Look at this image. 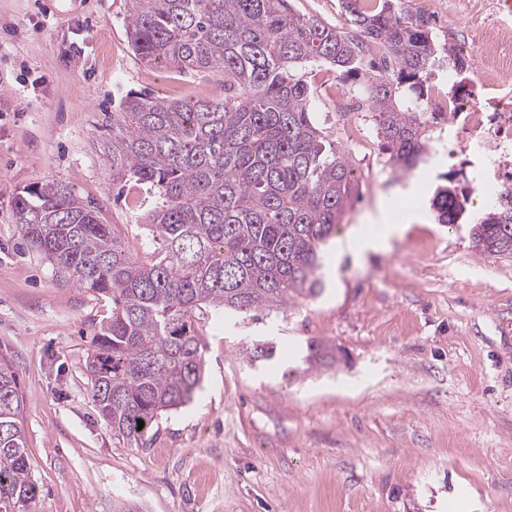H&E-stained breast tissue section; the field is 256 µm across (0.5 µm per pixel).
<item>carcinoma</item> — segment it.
Here are the masks:
<instances>
[{
    "label": "carcinoma",
    "instance_id": "1",
    "mask_svg": "<svg viewBox=\"0 0 512 512\" xmlns=\"http://www.w3.org/2000/svg\"><path fill=\"white\" fill-rule=\"evenodd\" d=\"M129 4V43L143 64L224 78L218 103L131 90L112 113L103 148L112 185L132 182L159 198L149 242L99 223L60 181L27 188L14 209L30 246L60 276L112 298V317L92 336L90 397L112 438L138 447L158 416L200 389L196 313L254 316L322 291L323 248L359 193L348 155L315 122L311 84L297 70L324 66L356 82L402 170L429 149L415 109L442 47L402 0H382L373 13L345 0L348 22L387 48L389 74L362 63L358 40L293 10L290 0ZM442 179L430 207L437 223L457 226L468 197L452 173ZM466 226L475 253L512 258L511 195L488 196ZM308 349L309 362L335 364L327 345L311 341ZM19 412L16 375L1 365L0 512H21L39 493Z\"/></svg>",
    "mask_w": 512,
    "mask_h": 512
}]
</instances>
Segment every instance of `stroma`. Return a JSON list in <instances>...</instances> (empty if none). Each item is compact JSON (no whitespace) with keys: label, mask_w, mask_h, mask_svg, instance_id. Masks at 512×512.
<instances>
[{"label":"stroma","mask_w":512,"mask_h":512,"mask_svg":"<svg viewBox=\"0 0 512 512\" xmlns=\"http://www.w3.org/2000/svg\"><path fill=\"white\" fill-rule=\"evenodd\" d=\"M129 0H0V363L15 372L40 493L29 512H512V260L479 256L466 227L435 223L434 180L400 182L381 140L353 149L312 77V110L348 154L360 200L337 229L326 288L256 321H195L201 389L159 416L143 446L112 437L85 365L110 299L65 282L31 249L14 200L58 180L103 224L144 239L139 189L112 191L102 143L131 90L213 102L221 78L145 66L129 45ZM401 226L364 252L351 241ZM335 348L307 370L306 345ZM272 342L269 361L246 351Z\"/></svg>","instance_id":"1"}]
</instances>
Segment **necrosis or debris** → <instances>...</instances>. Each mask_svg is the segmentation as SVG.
I'll list each match as a JSON object with an SVG mask.
<instances>
[{
    "label": "necrosis or debris",
    "mask_w": 512,
    "mask_h": 512,
    "mask_svg": "<svg viewBox=\"0 0 512 512\" xmlns=\"http://www.w3.org/2000/svg\"><path fill=\"white\" fill-rule=\"evenodd\" d=\"M461 25L447 58L448 78L456 80L459 61L477 79L478 95L439 94L423 109L448 119L438 147L467 156L473 192L512 187V0H431Z\"/></svg>",
    "instance_id": "necrosis-or-debris-1"
}]
</instances>
